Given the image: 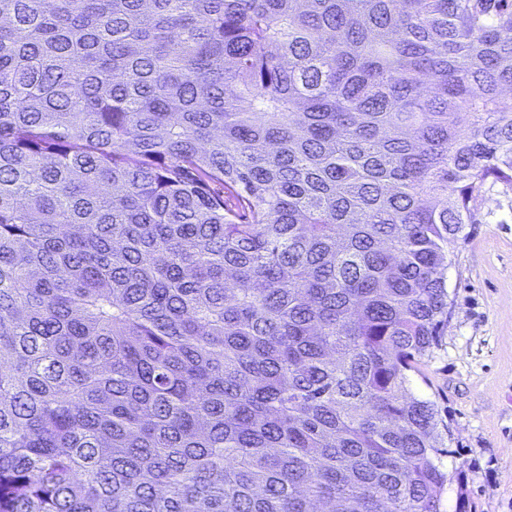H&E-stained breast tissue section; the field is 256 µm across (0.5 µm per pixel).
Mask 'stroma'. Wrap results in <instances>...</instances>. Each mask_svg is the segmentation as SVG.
<instances>
[{
  "label": "stroma",
  "instance_id": "1",
  "mask_svg": "<svg viewBox=\"0 0 512 512\" xmlns=\"http://www.w3.org/2000/svg\"><path fill=\"white\" fill-rule=\"evenodd\" d=\"M448 323L408 371L429 401L451 479L440 512H512V189L488 190L447 271Z\"/></svg>",
  "mask_w": 512,
  "mask_h": 512
}]
</instances>
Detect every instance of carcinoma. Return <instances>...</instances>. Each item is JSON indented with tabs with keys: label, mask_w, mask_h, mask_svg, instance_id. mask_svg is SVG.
Here are the masks:
<instances>
[{
	"label": "carcinoma",
	"mask_w": 512,
	"mask_h": 512,
	"mask_svg": "<svg viewBox=\"0 0 512 512\" xmlns=\"http://www.w3.org/2000/svg\"><path fill=\"white\" fill-rule=\"evenodd\" d=\"M506 88L512 0H0V512H440Z\"/></svg>",
	"instance_id": "carcinoma-1"
}]
</instances>
